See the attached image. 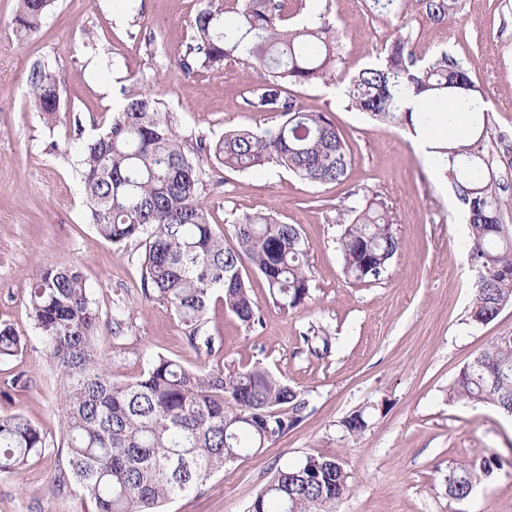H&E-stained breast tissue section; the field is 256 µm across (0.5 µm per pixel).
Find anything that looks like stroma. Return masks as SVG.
I'll return each instance as SVG.
<instances>
[{
    "instance_id": "obj_1",
    "label": "stroma",
    "mask_w": 512,
    "mask_h": 512,
    "mask_svg": "<svg viewBox=\"0 0 512 512\" xmlns=\"http://www.w3.org/2000/svg\"><path fill=\"white\" fill-rule=\"evenodd\" d=\"M370 0H284L288 26L307 6L325 13L341 36L346 71L375 61L390 29ZM208 0H55L39 31L16 36L18 0H0V325L27 343L0 362V415L19 413L49 442L15 476H0V512H93L76 489L53 487L62 449L60 384L49 368L29 309L33 281L50 264L74 263L101 316L130 312L120 336L101 330L97 352L112 375L132 381L156 355L189 368H267L304 391L307 416L273 445L225 466L165 512H245L277 468L309 455H336L349 473L337 512H512V417L489 404L449 401V385L494 336L512 331V304L492 322L474 324L468 309L476 274L468 262L462 204L438 166L408 131L346 107L332 86H289L305 109L328 113L352 152L339 183L313 184L275 165L236 172L206 165L203 203L226 246L237 217L271 213L301 229L310 296L277 306L265 280L251 274L262 324L242 325L212 301L204 331L211 354L197 352L165 305L140 295L137 246L115 247L97 235L85 206L70 144L100 131L124 96L149 92L172 113L186 139L210 141L232 128L275 129L280 119L249 105L261 74L230 58L223 68L182 62L193 21ZM413 51L466 62L491 110L493 133L512 135V0H457L445 25L430 23L421 0H402ZM59 72L61 111L46 124L31 104L29 77L41 64ZM391 208L399 255L379 279L353 283L336 247L339 210L367 195ZM331 339L316 354V337ZM24 384L13 385L15 376ZM367 428L348 435L343 420L358 410ZM499 456L496 476L463 501L450 499L448 470L479 449Z\"/></svg>"
}]
</instances>
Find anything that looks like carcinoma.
Instances as JSON below:
<instances>
[{
    "mask_svg": "<svg viewBox=\"0 0 512 512\" xmlns=\"http://www.w3.org/2000/svg\"><path fill=\"white\" fill-rule=\"evenodd\" d=\"M434 25L448 22L456 0H422ZM54 0H19L16 34L38 31ZM373 14L391 33L377 61L351 77L339 70L340 39L323 13L298 27L285 26L279 0H237L234 17L209 3L196 15V43L188 46L185 71L201 63L218 68L239 58L263 74L250 91L256 112L282 118L273 131L239 128L213 142L186 144L174 117L149 93L124 99L110 123L78 145L79 172L91 224L104 240L143 247L141 298L167 306L179 318L192 347L211 352L202 334L214 294L243 325L261 322V308L243 276L249 264L283 307L296 308L310 293L307 248L296 224L266 213L232 222L236 246L209 223L202 203L204 163L234 171L275 164L311 183L340 182L352 153L325 112L303 108L286 85L348 81L350 109L380 124L411 133L434 128L454 141L437 149L438 162L469 221L471 267L478 273L469 320L492 322L512 304V230L502 221L500 166L512 167V140L500 136L488 147L490 110L484 93L462 61L443 52L417 63L400 0H372ZM32 104L46 122L60 112L61 78L48 64L30 75ZM337 239L349 279H377L398 255L394 217L375 198L338 213ZM49 365L61 383L65 464L54 485L76 486L94 512H163L171 499L199 488L215 472L257 454L303 418L305 393L269 370L242 367L193 370L158 355L131 382L112 378L95 350L101 326L78 267L50 264L32 284L29 299ZM128 310H112L107 327L116 334ZM25 341L0 327V360L18 356ZM448 400L489 403L512 414V331H503L464 366L448 387ZM344 431L367 427L364 412L352 413ZM47 445L42 432L21 414L0 415V475H17ZM501 467L483 450L449 470L448 497L465 500ZM349 473L338 456L310 455L277 469L247 512H336Z\"/></svg>",
    "mask_w": 512,
    "mask_h": 512,
    "instance_id": "cac0c4a2",
    "label": "carcinoma"
}]
</instances>
